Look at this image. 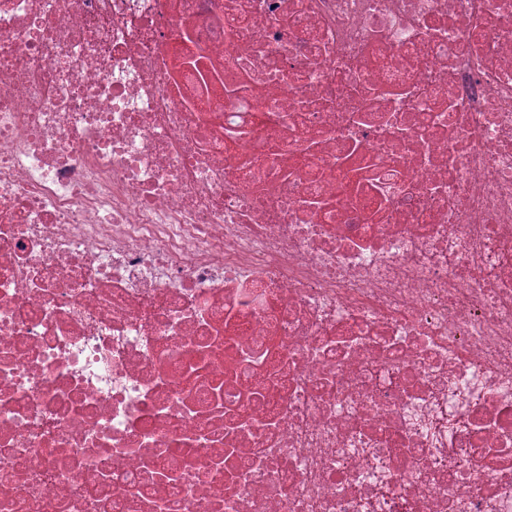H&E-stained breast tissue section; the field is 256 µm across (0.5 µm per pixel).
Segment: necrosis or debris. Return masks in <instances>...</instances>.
I'll return each instance as SVG.
<instances>
[{
	"label": "necrosis or debris",
	"instance_id": "necrosis-or-debris-1",
	"mask_svg": "<svg viewBox=\"0 0 512 512\" xmlns=\"http://www.w3.org/2000/svg\"><path fill=\"white\" fill-rule=\"evenodd\" d=\"M0 512H512V0H0Z\"/></svg>",
	"mask_w": 512,
	"mask_h": 512
}]
</instances>
